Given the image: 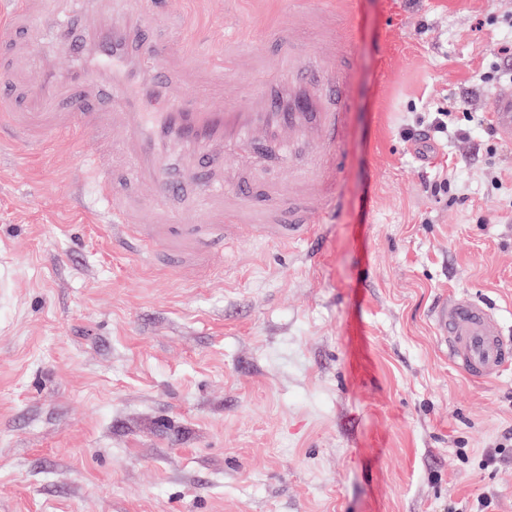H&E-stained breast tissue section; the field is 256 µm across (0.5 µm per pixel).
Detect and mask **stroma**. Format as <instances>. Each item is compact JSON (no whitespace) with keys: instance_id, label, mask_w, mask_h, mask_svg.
Returning a JSON list of instances; mask_svg holds the SVG:
<instances>
[{"instance_id":"obj_1","label":"stroma","mask_w":512,"mask_h":512,"mask_svg":"<svg viewBox=\"0 0 512 512\" xmlns=\"http://www.w3.org/2000/svg\"><path fill=\"white\" fill-rule=\"evenodd\" d=\"M354 25L319 261L245 232L213 274L156 271L102 232L92 143L0 146V512H512V461L483 464L512 368L468 378L435 325L467 294L512 331V142L482 129L512 0H354Z\"/></svg>"}]
</instances>
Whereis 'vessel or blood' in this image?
I'll return each mask as SVG.
<instances>
[{
	"label": "vessel or blood",
	"mask_w": 512,
	"mask_h": 512,
	"mask_svg": "<svg viewBox=\"0 0 512 512\" xmlns=\"http://www.w3.org/2000/svg\"><path fill=\"white\" fill-rule=\"evenodd\" d=\"M169 7L170 0H84L87 18L75 25L69 0H7L0 34L9 63L0 78L11 94L0 97V130L38 147L52 138L71 146L95 140L82 162L111 224L134 252L165 256L172 269H197L242 229L318 247L321 225L345 206L351 0L308 11L315 40H288L273 58L245 51L243 35L225 27L224 51L238 60L241 89L221 105L213 91L224 71L206 38L175 49L149 41L153 12ZM50 34L58 52L39 54ZM494 118L501 136L512 137V95L497 97ZM241 157L284 177L213 180V171ZM436 329L471 379L512 366V332L486 304L465 295L442 304Z\"/></svg>",
	"instance_id": "obj_1"
}]
</instances>
